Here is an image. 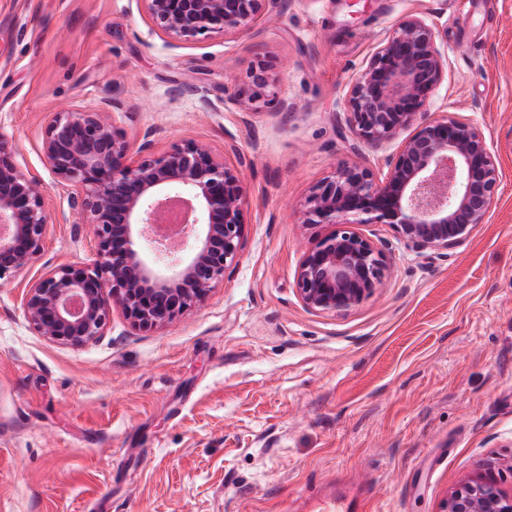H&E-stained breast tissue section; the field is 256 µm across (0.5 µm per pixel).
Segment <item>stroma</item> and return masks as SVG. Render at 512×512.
Listing matches in <instances>:
<instances>
[{"label":"stroma","mask_w":512,"mask_h":512,"mask_svg":"<svg viewBox=\"0 0 512 512\" xmlns=\"http://www.w3.org/2000/svg\"><path fill=\"white\" fill-rule=\"evenodd\" d=\"M409 15L436 23L445 59L429 112L480 128L495 199L435 253L357 225L389 274L360 306L316 313L295 276L330 227L300 209L340 163L380 176L398 152L353 135L345 98ZM260 61L275 93L245 111L236 98ZM107 90L130 140L152 130L156 153L202 142L243 171L247 237L202 303L156 330L111 309L103 335L74 348L23 316L34 280L95 253L41 133ZM0 132L50 215L40 254L0 279V512H297L341 478L374 512H444L480 474L512 492V0H276L238 34L177 49L137 0H0Z\"/></svg>","instance_id":"stroma-1"}]
</instances>
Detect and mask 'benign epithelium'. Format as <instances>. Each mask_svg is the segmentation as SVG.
I'll return each mask as SVG.
<instances>
[{
    "mask_svg": "<svg viewBox=\"0 0 512 512\" xmlns=\"http://www.w3.org/2000/svg\"><path fill=\"white\" fill-rule=\"evenodd\" d=\"M138 2L152 30L178 48L244 30L268 0ZM444 70L436 24L410 16L378 43L349 86L348 124L359 140L374 145L414 132L384 176L343 163L313 187L301 223L336 229L298 265L296 292L307 309L351 310L387 277L385 253L354 224H389L411 249L437 252L485 223L498 173L483 133L451 113L428 115ZM249 79L254 92L238 98L244 110L270 87L266 64L253 65ZM122 108L107 94L97 108L54 113L42 131L46 167L72 187L79 219L97 238L91 262L50 270L26 291L25 319L59 345L81 347L103 335L109 298L133 328L163 327L224 281L244 248V173L201 142H177L157 155L149 131L132 143L112 117ZM48 212L44 191L0 132V279L41 252ZM446 512H512V493L494 478L470 477L450 491Z\"/></svg>",
    "mask_w": 512,
    "mask_h": 512,
    "instance_id": "obj_1",
    "label": "benign epithelium"
}]
</instances>
